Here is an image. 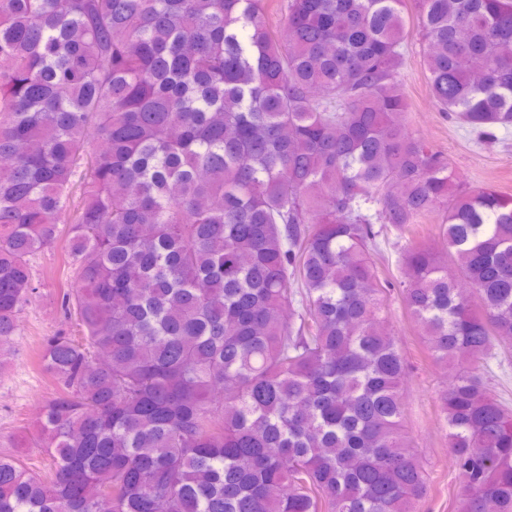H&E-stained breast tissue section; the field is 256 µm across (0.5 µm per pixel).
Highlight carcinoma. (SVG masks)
I'll return each mask as SVG.
<instances>
[{"instance_id": "1", "label": "carcinoma", "mask_w": 512, "mask_h": 512, "mask_svg": "<svg viewBox=\"0 0 512 512\" xmlns=\"http://www.w3.org/2000/svg\"><path fill=\"white\" fill-rule=\"evenodd\" d=\"M415 10L436 105L512 127V0H0V345L65 238L41 476L0 512H413L402 302L434 359L458 512H512V197L454 184L398 81ZM446 203L402 279L371 251ZM70 227H60L63 214ZM485 383L489 392L512 409V349L499 352L489 362Z\"/></svg>"}]
</instances>
